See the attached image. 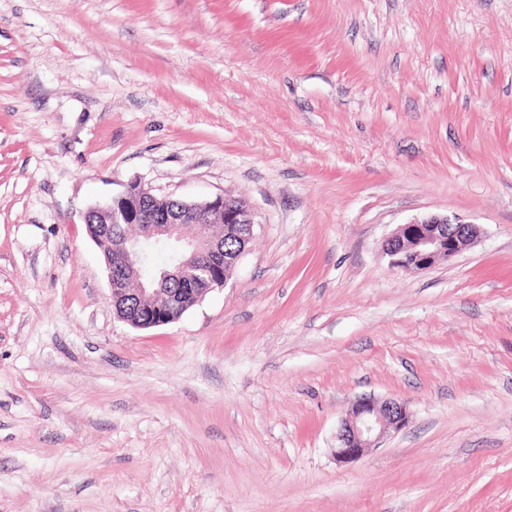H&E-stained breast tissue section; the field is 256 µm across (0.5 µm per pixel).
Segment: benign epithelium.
<instances>
[{"label": "benign epithelium", "instance_id": "obj_1", "mask_svg": "<svg viewBox=\"0 0 512 512\" xmlns=\"http://www.w3.org/2000/svg\"><path fill=\"white\" fill-rule=\"evenodd\" d=\"M158 200L139 181L126 184L124 190L104 205L88 208L84 223L97 225V236L111 237V228L130 224L133 234L113 239L112 262L107 264V280L112 307L121 321L134 328H151L172 323L171 310L186 307V298L200 301L203 296L226 285L243 252L224 248L221 239L208 229L214 221L242 242L253 237L255 215L241 199L226 193L204 200H177V206L156 207ZM476 224L431 215L400 225L384 241V253L393 269L423 271L439 262H447L471 246L477 239ZM169 242L176 252L161 279L175 277L180 288H163L155 281L141 280L149 245ZM139 285L140 304L127 284ZM405 402L390 398L381 403L360 398L342 420L336 433L333 455L339 464L359 460L376 447L390 430L399 431L409 420Z\"/></svg>", "mask_w": 512, "mask_h": 512}]
</instances>
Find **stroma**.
I'll list each match as a JSON object with an SVG mask.
<instances>
[{"label":"stroma","instance_id":"stroma-1","mask_svg":"<svg viewBox=\"0 0 512 512\" xmlns=\"http://www.w3.org/2000/svg\"><path fill=\"white\" fill-rule=\"evenodd\" d=\"M133 180L257 220L149 329L83 220ZM429 215L480 234L391 268ZM0 512H512V0H0ZM478 225L431 215L400 225L384 241L391 268L423 271L447 262L477 239ZM404 401L390 398L382 403L371 398L358 399L336 433L333 455L338 464L359 460L370 448H375L390 430H401L409 420Z\"/></svg>","mask_w":512,"mask_h":512}]
</instances>
